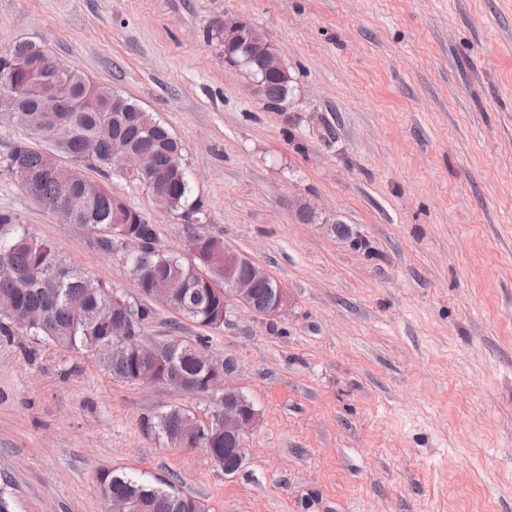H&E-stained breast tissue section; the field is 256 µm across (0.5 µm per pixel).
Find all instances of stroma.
Returning <instances> with one entry per match:
<instances>
[{"label": "stroma", "mask_w": 512, "mask_h": 512, "mask_svg": "<svg viewBox=\"0 0 512 512\" xmlns=\"http://www.w3.org/2000/svg\"><path fill=\"white\" fill-rule=\"evenodd\" d=\"M226 16L278 49L283 111L225 65L212 31ZM19 40L168 127L207 232L288 305L269 318L232 301L207 329L151 304L142 343L206 337L258 413L229 476L141 426L172 405L208 418L210 397L0 336V492L14 512H106L103 468L178 475L207 512H512V0H0V50ZM20 135L0 134V211L138 300L119 255L5 169ZM104 187L183 253L176 216L120 176Z\"/></svg>", "instance_id": "stroma-1"}]
</instances>
